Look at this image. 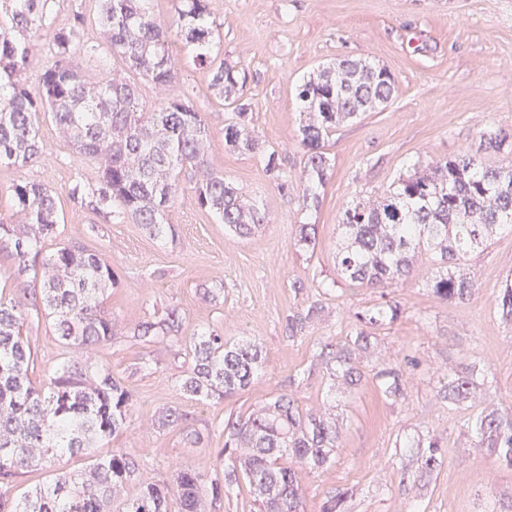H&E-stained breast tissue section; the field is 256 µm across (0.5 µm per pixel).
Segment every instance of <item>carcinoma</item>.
Segmentation results:
<instances>
[{
	"mask_svg": "<svg viewBox=\"0 0 512 512\" xmlns=\"http://www.w3.org/2000/svg\"><path fill=\"white\" fill-rule=\"evenodd\" d=\"M57 0H0V165L24 168L42 160L40 116H49L70 142L78 158L98 168V188L91 205L104 218L131 219L151 234L172 231L167 212L185 169L197 177L199 205L217 214L240 237L252 235L267 222L264 211L245 198L208 161L210 132L204 115L190 101L172 98L149 109L138 80L160 90L174 81L168 44L177 37L194 62L210 70L211 87L230 96L235 72L212 59L214 21L205 0H180L181 7L164 25L150 11V0H95L102 40L78 42L73 27L54 30L43 40L47 17ZM89 57L121 59L133 77L94 81L72 61L76 46ZM47 49L51 63L41 69L36 90L22 76L34 57ZM395 92L387 70L353 60L324 67L300 86L308 181L324 183L328 158L324 141L336 126L380 109ZM225 144L245 153L256 143L248 127L232 122L224 128ZM17 223L0 222V249L14 259V274L29 273L40 292L23 289V298L0 291V476L35 469L65 453L88 455L78 473L59 471L53 480L17 500L0 493V512H169L176 497L179 512H200L203 497L217 503L224 486L242 477L258 512H301V489L295 466L324 467L336 456V419L299 408L280 395L245 417L224 421V453L230 461L224 479L210 481L188 467L176 473L175 484L139 477L132 454L114 449L102 455L98 445L126 427L131 393L96 359L97 347L112 340V316L105 294L116 283L112 266L99 253L76 244L58 243L36 263L42 243L58 238L60 213L54 193L39 182L20 180L12 186ZM512 224V167L491 168L468 154L418 167L374 196H356L338 227V276L351 283L378 286L407 276L417 258L436 256L430 283L444 300L465 301L474 282L463 272L471 251L490 244L500 227ZM41 314L62 347L55 365L36 383L35 353L25 329L32 312ZM397 306H375L359 320L365 324L354 340L321 343L319 356L330 376L350 391L365 372L356 352L370 347L374 327L397 318ZM179 308L157 321H143L133 336L144 342L180 335ZM191 366L182 390L208 400L247 388L263 362L256 343H228L215 330H198L190 342ZM483 370L448 378L443 398L454 404L468 397ZM381 393L396 400L402 379L392 369L374 373ZM161 428H177L186 444L200 441L189 417L176 407L158 418ZM474 431L481 447L512 467V413L485 411ZM420 458V476L429 477L441 456V445L404 444ZM136 493L127 495L130 485Z\"/></svg>",
	"mask_w": 512,
	"mask_h": 512,
	"instance_id": "carcinoma-1",
	"label": "carcinoma"
}]
</instances>
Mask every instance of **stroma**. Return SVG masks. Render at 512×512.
I'll return each mask as SVG.
<instances>
[{"instance_id":"obj_1","label":"stroma","mask_w":512,"mask_h":512,"mask_svg":"<svg viewBox=\"0 0 512 512\" xmlns=\"http://www.w3.org/2000/svg\"><path fill=\"white\" fill-rule=\"evenodd\" d=\"M206 2L215 22L213 52L239 78L235 101L211 88L208 70L196 66L177 39L170 44L175 84L163 93L144 82L141 94L155 108L167 96L184 95L204 113L210 166L265 212L259 232L243 239L230 234L198 205L188 169L168 212L174 237L152 235L130 220H105L87 199L71 195L75 183L97 185V167L80 160L48 119L40 128L43 161L22 169L0 165L1 221L16 219L13 184L40 182L57 197L63 239L103 253L117 276L105 297L116 334L97 357L131 392L132 417L126 430L105 441L104 451L126 449L142 476L160 482H173L182 463L205 478L220 477L219 423L287 394L314 411L335 403L341 427L333 461L300 475L305 512H321L339 490L347 494L345 512H495L512 500V468L472 447L466 431L481 411L512 407V322L498 307L500 290L512 279V229H500L490 245L465 258L474 292L462 303L433 294L427 257L384 288L338 280L336 248L351 198L380 193L414 167L462 154L489 167L512 166V0ZM344 59L387 69L396 91L383 109L329 134L330 171L316 189L318 204L307 206L298 88L313 71ZM240 103L259 152L224 142ZM490 131L504 137L501 149L486 148L483 136ZM271 153L281 177L265 169ZM301 224L316 225L315 249L298 245ZM385 301L399 306V317L377 330L359 360L369 370L399 371L402 397L386 400L369 377L355 391L330 393L321 342L355 335L359 314ZM174 306L185 318L184 337L150 343L134 337L137 324ZM201 328L263 346L264 363L250 386L213 400L181 392L190 366L187 336ZM470 366L485 369V379L464 402L449 404L441 388ZM167 407L189 414L199 444L185 445L180 431L153 428ZM424 434L437 437L443 450L440 465L422 479L416 457L402 452L399 442ZM85 465L82 455L67 456L0 477V491L20 496L48 482L57 467L79 471Z\"/></svg>"}]
</instances>
